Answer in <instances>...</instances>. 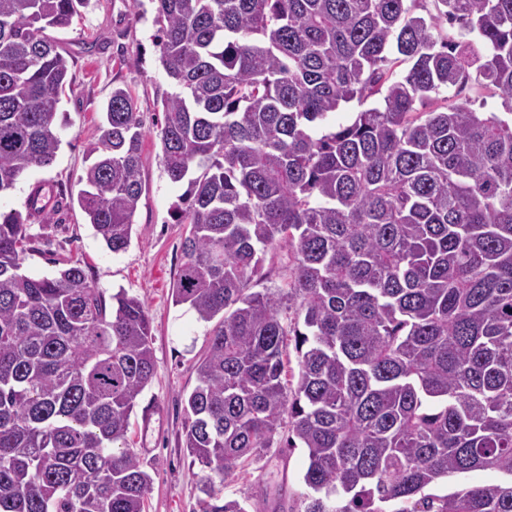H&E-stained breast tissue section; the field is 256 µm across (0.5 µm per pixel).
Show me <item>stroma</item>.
<instances>
[{
  "label": "stroma",
  "mask_w": 512,
  "mask_h": 512,
  "mask_svg": "<svg viewBox=\"0 0 512 512\" xmlns=\"http://www.w3.org/2000/svg\"><path fill=\"white\" fill-rule=\"evenodd\" d=\"M153 16L150 0H89L77 24L55 30L72 78L61 103L66 118L58 126L61 146L51 166L26 174L0 194V208L23 209L31 187L49 183L60 195V210L55 223L29 225L34 249L25 255L26 271L51 275L76 263L105 294L122 288L144 302L152 323L155 372L136 401L126 444L152 477L145 512H201L202 468L192 464L184 445V407L197 384L196 365L211 326L171 298L184 262L185 235L184 225L174 221L173 206L187 186L171 182L159 158L161 99L171 83L153 41ZM116 86L131 92L144 131L143 192L131 242L118 254L95 236L72 199L87 164L85 147L97 139L102 108ZM305 465L302 449L272 446L225 481L224 496L266 501L267 512H297Z\"/></svg>",
  "instance_id": "1"
}]
</instances>
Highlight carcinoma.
<instances>
[{
    "mask_svg": "<svg viewBox=\"0 0 512 512\" xmlns=\"http://www.w3.org/2000/svg\"><path fill=\"white\" fill-rule=\"evenodd\" d=\"M87 2L0 0V193L57 156L68 64L47 30ZM152 2L173 88L159 157L188 184L171 297L214 323L185 400L202 512H261L224 479L285 420L284 447L307 458L303 512H512V0ZM472 80L505 111L441 96ZM143 137L112 89L77 203L114 254ZM54 214L37 196L0 210V512H144L152 477L125 437L154 374L150 320L78 265L22 270L28 223ZM277 249L291 279L259 290ZM475 470L499 479L428 492Z\"/></svg>",
    "mask_w": 512,
    "mask_h": 512,
    "instance_id": "carcinoma-1",
    "label": "carcinoma"
}]
</instances>
